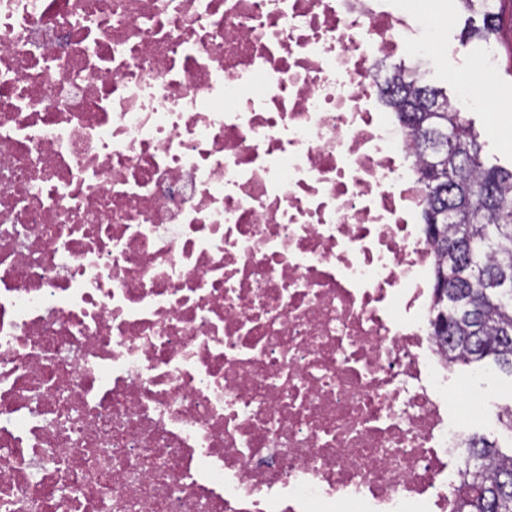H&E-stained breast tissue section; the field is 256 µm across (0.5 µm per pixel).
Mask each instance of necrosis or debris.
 Masks as SVG:
<instances>
[{
    "label": "necrosis or debris",
    "instance_id": "necrosis-or-debris-1",
    "mask_svg": "<svg viewBox=\"0 0 512 512\" xmlns=\"http://www.w3.org/2000/svg\"><path fill=\"white\" fill-rule=\"evenodd\" d=\"M411 0H0V512H452Z\"/></svg>",
    "mask_w": 512,
    "mask_h": 512
}]
</instances>
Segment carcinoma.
Listing matches in <instances>:
<instances>
[{
    "mask_svg": "<svg viewBox=\"0 0 512 512\" xmlns=\"http://www.w3.org/2000/svg\"><path fill=\"white\" fill-rule=\"evenodd\" d=\"M463 2L467 11L482 15L481 34L490 38L500 22L501 0ZM387 86L395 87L398 118L411 130L421 174L435 170L439 178L424 181L429 199L424 219L450 205L462 216L459 224L427 225L438 258L435 274L448 279L447 301L435 298L432 325L446 315L450 328L435 335L453 363L490 358L512 372V169L484 163L472 123L443 91L402 67ZM435 104L440 111H430ZM435 128L456 131L455 150L442 162L424 148ZM488 183L492 196L483 192ZM468 450L474 465L466 467L456 490V512H512V452L483 438L471 439Z\"/></svg>",
    "mask_w": 512,
    "mask_h": 512,
    "instance_id": "cac0c4a2",
    "label": "carcinoma"
}]
</instances>
